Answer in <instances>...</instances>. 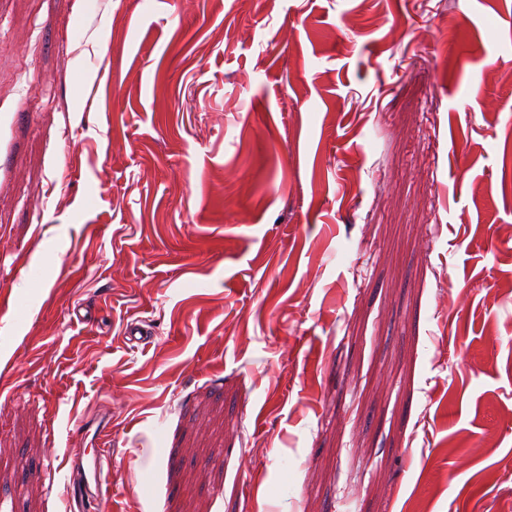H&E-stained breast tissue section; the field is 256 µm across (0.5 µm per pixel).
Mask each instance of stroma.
<instances>
[{"label": "stroma", "mask_w": 512, "mask_h": 512, "mask_svg": "<svg viewBox=\"0 0 512 512\" xmlns=\"http://www.w3.org/2000/svg\"><path fill=\"white\" fill-rule=\"evenodd\" d=\"M105 434L89 512H512V0H0V512Z\"/></svg>", "instance_id": "1"}]
</instances>
